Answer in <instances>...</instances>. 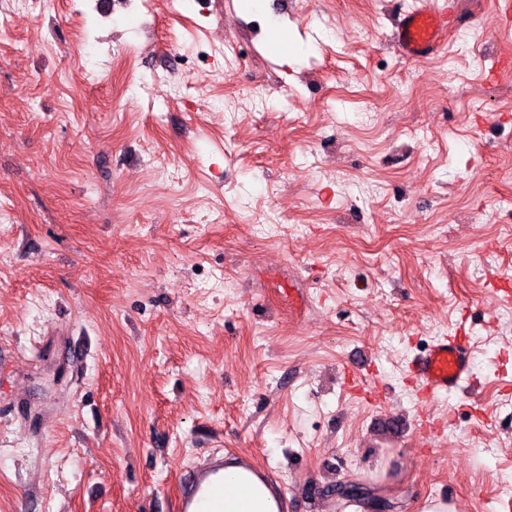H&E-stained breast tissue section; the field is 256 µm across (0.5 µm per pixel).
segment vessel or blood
<instances>
[{"instance_id": "vessel-or-blood-1", "label": "vessel or blood", "mask_w": 512, "mask_h": 512, "mask_svg": "<svg viewBox=\"0 0 512 512\" xmlns=\"http://www.w3.org/2000/svg\"><path fill=\"white\" fill-rule=\"evenodd\" d=\"M448 20L434 0H411L401 6L391 39L406 59L431 58L445 45ZM410 370L430 394L465 392L474 384L471 348L457 335L436 339L410 362ZM178 512H224V458L186 469L178 485Z\"/></svg>"}]
</instances>
